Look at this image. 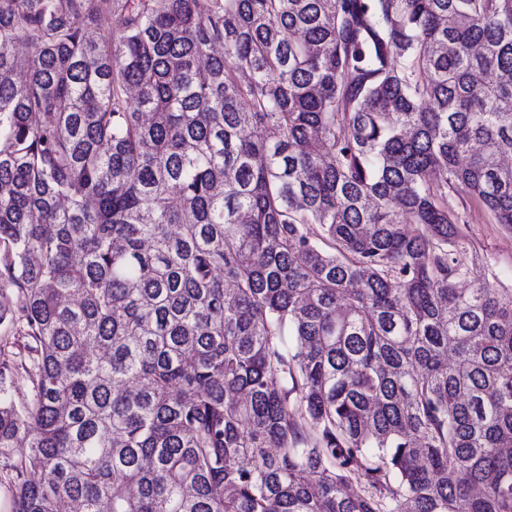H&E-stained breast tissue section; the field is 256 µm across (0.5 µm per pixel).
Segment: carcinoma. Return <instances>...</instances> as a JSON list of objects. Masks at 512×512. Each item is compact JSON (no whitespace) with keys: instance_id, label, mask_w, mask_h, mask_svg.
I'll return each instance as SVG.
<instances>
[{"instance_id":"1","label":"carcinoma","mask_w":512,"mask_h":512,"mask_svg":"<svg viewBox=\"0 0 512 512\" xmlns=\"http://www.w3.org/2000/svg\"><path fill=\"white\" fill-rule=\"evenodd\" d=\"M506 155L512 0H0L11 512H512ZM448 206L463 215L465 224H461V228L464 234L490 258L493 274L488 275L489 288L512 286V231L495 224L464 188L448 194Z\"/></svg>"}]
</instances>
